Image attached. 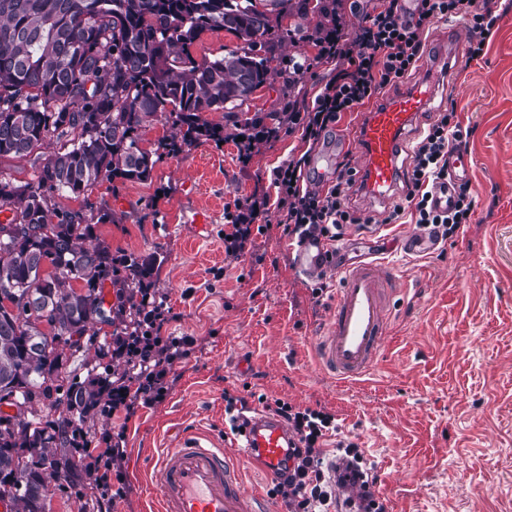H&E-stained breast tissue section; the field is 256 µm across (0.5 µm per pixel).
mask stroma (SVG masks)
<instances>
[{
	"mask_svg": "<svg viewBox=\"0 0 512 512\" xmlns=\"http://www.w3.org/2000/svg\"><path fill=\"white\" fill-rule=\"evenodd\" d=\"M496 13L483 55L461 58L418 119L424 128L452 110L471 130L469 224L416 256L402 244L418 224L381 223L384 205L347 199L377 222L344 225L341 263L381 258L422 291L417 304L396 309L378 365L358 382L338 383L316 364L314 342L327 325L335 279L314 296V278L295 267L273 224L253 233L241 256L224 251L237 200L274 199L271 172L300 145L288 114L314 100L332 69L319 63L295 91L285 88L296 53L287 19L270 43L271 85L240 112L207 113L223 125L225 141L163 155L151 181H105L89 194L84 204L116 214L95 229L114 254L155 257L152 293L166 302L160 336L194 340L168 375L163 401L130 415L98 411L83 424L94 448L104 433H124L127 491L112 512H156L145 470L183 432L224 442L228 389L335 414L341 432L324 445L326 464L338 458V443H355L389 512H512V0H497ZM258 117L281 132L241 153L236 136ZM199 208L212 214L207 226L192 221ZM96 497L94 486L80 491L61 479L47 510L101 512Z\"/></svg>",
	"mask_w": 512,
	"mask_h": 512,
	"instance_id": "obj_1",
	"label": "stroma"
}]
</instances>
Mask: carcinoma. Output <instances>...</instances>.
Instances as JSON below:
<instances>
[{
  "mask_svg": "<svg viewBox=\"0 0 512 512\" xmlns=\"http://www.w3.org/2000/svg\"><path fill=\"white\" fill-rule=\"evenodd\" d=\"M288 4L294 43L315 41L330 18L309 0ZM274 25L257 0H0V158L40 160L34 179L19 184L0 170V405L15 396L23 418L0 411V501L10 512H46L42 489L64 477L84 485L70 433L100 400L111 370L88 381L61 377L66 355L95 350L114 336H137L150 319L138 289L149 287L154 259L114 255L94 235L112 224L109 209H63L103 180L146 182L162 157L140 131L162 117L172 133L159 149L176 154L202 140L224 141V128L203 114L242 110L269 83L267 37ZM239 41L214 59L192 47L209 31ZM116 302L106 305L105 283ZM48 403L67 411L53 420Z\"/></svg>",
  "mask_w": 512,
  "mask_h": 512,
  "instance_id": "cac0c4a2",
  "label": "carcinoma"
}]
</instances>
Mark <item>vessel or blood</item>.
Returning a JSON list of instances; mask_svg holds the SVG:
<instances>
[{
  "mask_svg": "<svg viewBox=\"0 0 512 512\" xmlns=\"http://www.w3.org/2000/svg\"><path fill=\"white\" fill-rule=\"evenodd\" d=\"M438 90L424 78L401 93L385 98L354 129L360 144L357 192L382 202L403 181L406 145L418 134L417 117ZM450 186L437 190L439 209H449L454 184L470 174V160L453 155ZM324 242L308 241L293 253L296 268L309 277L331 269ZM337 277L334 305L323 336L315 347L323 366L342 383L368 375L377 365L396 304L405 301L394 273L378 259H365L334 268ZM288 455V429L279 419L258 414L249 419L235 454L205 435L184 438L167 449L151 466V482L158 494V512H257V493L243 481L241 466L259 459L271 479H279Z\"/></svg>",
  "mask_w": 512,
  "mask_h": 512,
  "instance_id": "obj_1",
  "label": "vessel or blood"
}]
</instances>
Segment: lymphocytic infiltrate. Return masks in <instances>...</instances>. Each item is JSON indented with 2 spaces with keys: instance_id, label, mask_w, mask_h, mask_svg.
<instances>
[{
  "instance_id": "1",
  "label": "lymphocytic infiltrate",
  "mask_w": 512,
  "mask_h": 512,
  "mask_svg": "<svg viewBox=\"0 0 512 512\" xmlns=\"http://www.w3.org/2000/svg\"><path fill=\"white\" fill-rule=\"evenodd\" d=\"M363 22L346 30L335 22L320 38L318 60L334 63V74L310 107L291 112L293 127L301 129L302 140L316 147L332 133L343 114L358 111L382 90L399 85L411 73L424 49L426 27L437 19L465 21L472 39L469 59L479 58L487 32L494 26L495 0H364ZM467 145L456 113L442 112L413 146V167L405 178L403 202L394 204L384 221L397 223L406 205H413L417 222L441 239L468 223L474 202L468 185L456 189L455 202L446 210L433 201L434 190L448 177V158ZM309 152L294 156L273 169L271 183L276 190L275 220L292 244L306 238L340 240L343 225L360 223L361 218L346 205L347 193L355 183L348 162L334 171L331 185H323L309 169ZM191 337L166 339L160 336H124L116 352L128 366L127 379L105 386L103 409L133 411L137 404L150 405L165 398L167 376L178 360L188 356ZM257 402L272 410L288 426L293 442L288 450V477L275 484L274 494L282 496L287 512H323L332 504V490L325 478L322 445L335 431L334 415L287 400L258 395ZM99 452L76 449L78 460H92L100 504L110 512L114 498L123 496L125 476L115 463L124 453L111 435H104Z\"/></svg>"
}]
</instances>
